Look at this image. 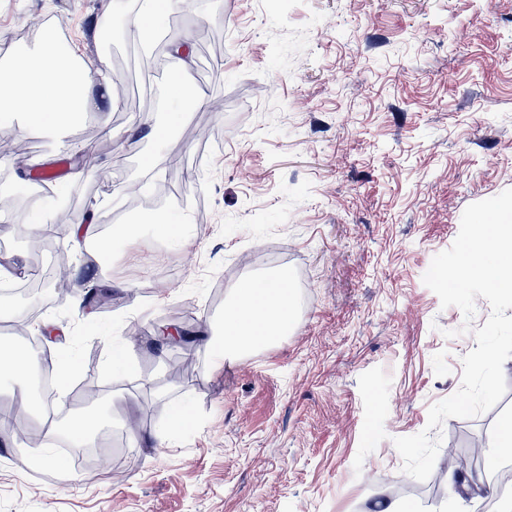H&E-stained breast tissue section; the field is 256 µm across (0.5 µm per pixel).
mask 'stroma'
I'll return each mask as SVG.
<instances>
[{
  "instance_id": "1",
  "label": "stroma",
  "mask_w": 512,
  "mask_h": 512,
  "mask_svg": "<svg viewBox=\"0 0 512 512\" xmlns=\"http://www.w3.org/2000/svg\"><path fill=\"white\" fill-rule=\"evenodd\" d=\"M134 0H0V52L37 50L46 27L86 64L107 59L117 105L64 136L0 128V206L26 213L32 175L64 163L68 202L53 223H83L111 199L125 220L126 188L161 155L157 183L175 190L166 218L187 242L145 239L114 250L111 268L69 237L34 248L22 223L0 221V269H51L68 253L72 278L44 289L27 333L77 371L54 401L56 424L98 408L112 426V456L95 470L58 456L28 470L36 451L0 440V512H368L375 493L410 483L394 440L423 431L433 403L461 385L476 342L462 312L423 282L448 249L464 209L512 188V0H191L173 27L203 76L185 125L212 127L202 144L168 127L179 103L164 70L129 40ZM108 16L106 43L90 19ZM223 111L211 108L213 95ZM168 128L162 141L151 132ZM183 223V222H182ZM293 273L288 330L236 361L215 363L200 342L159 348L165 331L218 330L235 285ZM104 291L112 307L75 303ZM123 350L120 371L110 362ZM192 356L193 375L169 377ZM507 392L491 412L442 425L437 455L485 434L472 475L492 482L512 465L498 447L512 418ZM184 405L189 423L164 421ZM512 485L465 493L441 479L431 504L405 512H499Z\"/></svg>"
}]
</instances>
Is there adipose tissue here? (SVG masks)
<instances>
[{"mask_svg":"<svg viewBox=\"0 0 512 512\" xmlns=\"http://www.w3.org/2000/svg\"><path fill=\"white\" fill-rule=\"evenodd\" d=\"M75 54L60 48L53 32H45L34 52L0 54V123L15 121V103L25 99L24 124L47 134H62L93 107L92 91L105 67L75 69ZM293 300L287 279L247 280L234 290L224 309V326L209 349L216 360H234L274 341L288 326Z\"/></svg>","mask_w":512,"mask_h":512,"instance_id":"1","label":"adipose tissue"}]
</instances>
